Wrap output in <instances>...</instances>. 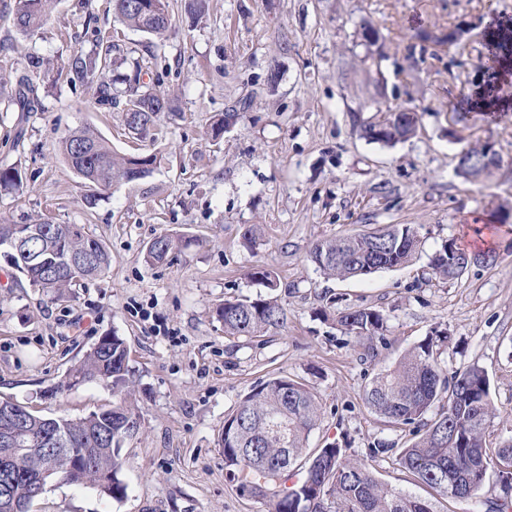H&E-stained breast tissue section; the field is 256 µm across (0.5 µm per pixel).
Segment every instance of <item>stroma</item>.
Here are the masks:
<instances>
[{"label":"stroma","mask_w":512,"mask_h":512,"mask_svg":"<svg viewBox=\"0 0 512 512\" xmlns=\"http://www.w3.org/2000/svg\"><path fill=\"white\" fill-rule=\"evenodd\" d=\"M0 0V168L23 188L0 195V224H81L104 240L109 272L51 302L0 256V399L43 418H79L111 408L110 387L48 390L99 336L116 333L136 372L140 428L122 447L125 498L49 483L31 512H267L241 494L224 467V421L259 382L285 376L316 396L320 420L309 451L333 444L389 486L433 498L437 512H476L474 502L432 496L377 440L408 446L409 425L386 423L363 400L372 375L438 332L447 375L483 367L493 416L488 448L512 437V111L499 122L477 112L458 120L451 104L481 88L486 25L512 20V0H207L191 17L170 0L164 39L122 28L112 0H55L46 24L21 33ZM379 33L375 45L363 24ZM115 37L142 58L141 80L171 97L153 137L124 130L122 108L103 103L98 82L69 75L40 88L42 109L21 116L11 100L36 62L68 64ZM382 55L385 94L364 61ZM414 109V135L394 145L362 138L361 122L390 107ZM239 122L215 139L213 121ZM86 128L121 155L160 153L148 177L112 186L96 204L58 151ZM492 145L491 174L457 171L462 148ZM388 224H410L419 244L404 266L364 279H328L313 246ZM257 232L256 244L244 238ZM198 244L148 264L162 234ZM494 251L454 280L430 261L448 243ZM271 269L286 321L257 336H228L215 311L256 297L254 266ZM386 318L366 341L339 323L351 308Z\"/></svg>","instance_id":"obj_1"}]
</instances>
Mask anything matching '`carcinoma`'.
Here are the masks:
<instances>
[{
  "label": "carcinoma",
  "mask_w": 512,
  "mask_h": 512,
  "mask_svg": "<svg viewBox=\"0 0 512 512\" xmlns=\"http://www.w3.org/2000/svg\"><path fill=\"white\" fill-rule=\"evenodd\" d=\"M53 0H15L14 21L20 32L40 29L48 20ZM119 20L127 27L152 36H163L171 25L169 0H160L155 14L138 5L139 0H115ZM117 46L89 57H78L71 69L101 82V101L112 103V71ZM131 74L123 106L151 105L142 113L133 134L146 137L162 112L171 110L169 99L142 90L139 86L141 61H130ZM12 102L21 112H31L35 87L31 78L19 81ZM59 150L72 170L85 182L105 191L120 182L142 179L157 167L158 156L120 155L97 133L81 129L70 132ZM469 165L464 176L486 173L477 151L465 149ZM23 187L20 171L0 170V192H18ZM27 228L25 224H0V248L6 250L11 267L27 278L52 302L70 300L72 288L84 281L104 276L112 258L105 242L87 232L82 224H48L47 234L26 244L39 252L41 264L30 265L11 242ZM196 243L183 236L162 234L147 249L145 260L157 264L176 251ZM418 240L409 224H391L382 232L357 234L322 240L310 252L311 261L328 278H366L381 270L406 264L415 254ZM450 243L432 258L434 273L442 280L462 274L459 264L450 263ZM251 278L273 290L276 275L258 265ZM217 318L228 336H253L284 322V312L270 300L250 297L226 301L217 309ZM339 323L361 339L379 338L385 327L384 315L372 308H359L342 314ZM438 340L419 342L394 366L373 374L365 386L364 401L378 416L391 424L412 425L416 440L407 448H395L384 441L371 449L375 455L396 454L398 464L436 495L460 500H478L490 467L498 470L504 499L485 501V512H512V439L492 451L484 434L491 418L490 382L487 372L470 366L449 378L438 361ZM133 371L123 338L105 334L72 365L51 393L75 385L101 383L122 395L110 409L93 412L79 419L42 418L31 411L23 416L27 439L10 450L0 444V487L9 499L23 503L39 488L41 456L30 452L50 450L54 473L49 480L93 489L120 499L125 485L120 478L121 448L139 428L141 415L132 401ZM446 409L430 423L423 417L437 402ZM320 409L314 394L302 383L288 377H272L251 389L236 411L224 420L221 447L224 466L237 476L238 490L244 495L268 499L269 512H436L433 501L393 489L382 483L360 462L344 457L342 449L330 445L314 455L307 453L309 434L317 425ZM62 440L60 446L39 444L48 430ZM89 455L88 463L83 456ZM304 463V477L287 490L273 491L282 467Z\"/></svg>",
  "instance_id": "obj_1"
}]
</instances>
